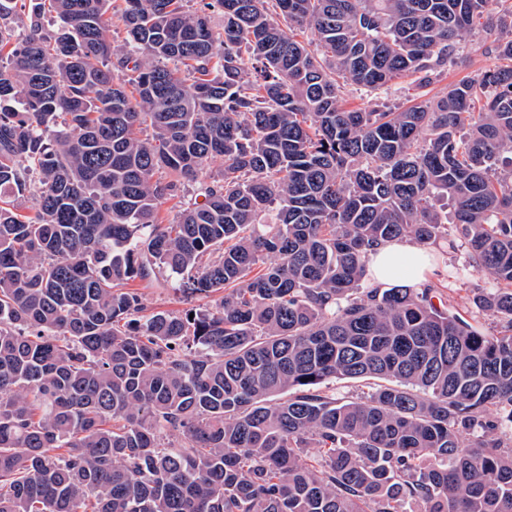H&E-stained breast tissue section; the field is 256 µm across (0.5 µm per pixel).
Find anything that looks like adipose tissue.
I'll return each instance as SVG.
<instances>
[{"label":"adipose tissue","mask_w":512,"mask_h":512,"mask_svg":"<svg viewBox=\"0 0 512 512\" xmlns=\"http://www.w3.org/2000/svg\"><path fill=\"white\" fill-rule=\"evenodd\" d=\"M432 270L428 251L403 241L382 243L368 255L367 275L374 287L383 290L419 287Z\"/></svg>","instance_id":"ef3b65f1"}]
</instances>
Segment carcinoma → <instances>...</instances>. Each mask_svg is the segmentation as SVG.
Here are the masks:
<instances>
[{
	"label": "carcinoma",
	"instance_id": "carcinoma-1",
	"mask_svg": "<svg viewBox=\"0 0 512 512\" xmlns=\"http://www.w3.org/2000/svg\"><path fill=\"white\" fill-rule=\"evenodd\" d=\"M186 2L30 0L16 26L0 0V512H512V5ZM485 15L494 69L345 106L428 87ZM450 222L498 335L429 285L362 287L374 246L452 248ZM161 274L221 296L146 315L126 286ZM412 77L398 80L387 93L383 91H367L356 85H346L343 98L349 108H362L368 110H387L391 108L399 112L403 107L411 104L417 90ZM329 387L331 394H334L336 398L344 400L356 399L357 397L363 396L364 392L366 393L370 390L364 383L354 380L336 379V382H331Z\"/></svg>",
	"mask_w": 512,
	"mask_h": 512
}]
</instances>
